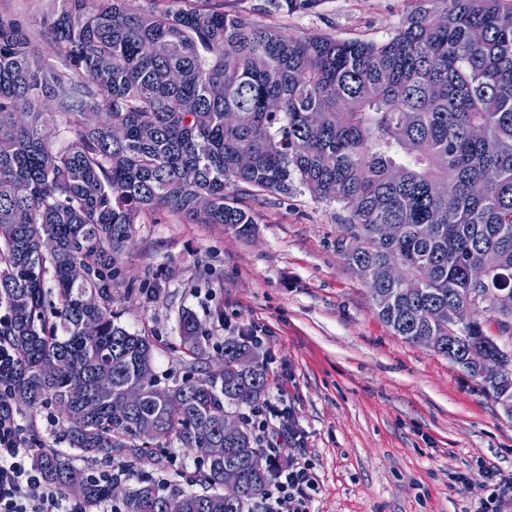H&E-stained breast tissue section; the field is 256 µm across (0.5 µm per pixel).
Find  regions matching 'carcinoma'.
<instances>
[{
  "instance_id": "1",
  "label": "carcinoma",
  "mask_w": 512,
  "mask_h": 512,
  "mask_svg": "<svg viewBox=\"0 0 512 512\" xmlns=\"http://www.w3.org/2000/svg\"><path fill=\"white\" fill-rule=\"evenodd\" d=\"M128 2L64 0L40 30L59 66L30 51L26 29L0 22V344L18 359L0 387L32 413L64 408L70 452L45 450L34 463L62 491L80 485L86 512L119 479L77 458L116 454L162 470L154 448L216 447L224 407L253 409L267 389L247 339L224 341L206 377L159 387L153 341L112 311L115 254L144 213L168 210L248 238L253 214L228 189L286 195L298 184L346 211L341 252L364 267L374 309L396 335L413 343L451 329L459 359L484 343L490 323L512 336V0H407L405 20L380 43L288 34L195 0L152 11ZM321 2L267 8L294 14ZM53 129L66 147L56 148ZM385 224L398 235L382 237ZM395 264L407 279H388ZM75 266L83 277H72ZM475 266L486 268V299L450 325ZM178 330L185 354L200 358L205 324L184 310ZM490 352L507 369L483 380L498 401L512 396V346ZM128 390L140 403L112 417V398ZM243 432L195 479L224 491L145 480L123 512H164L176 497L185 512H245L270 469ZM227 466L239 474L233 486Z\"/></svg>"
}]
</instances>
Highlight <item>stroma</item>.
Returning <instances> with one entry per match:
<instances>
[{
  "label": "stroma",
  "mask_w": 512,
  "mask_h": 512,
  "mask_svg": "<svg viewBox=\"0 0 512 512\" xmlns=\"http://www.w3.org/2000/svg\"><path fill=\"white\" fill-rule=\"evenodd\" d=\"M260 25L296 35L381 42L400 26L405 0H323L287 15L264 0H211ZM61 0H0V17L26 28L43 55L39 23ZM236 196L253 212V237L220 224L152 212L115 263L112 309L127 330L155 343L161 386L209 374L225 339L252 338L268 378L265 398L283 417L266 442L308 460L318 490L309 512H479L494 483L512 480V414L480 379L393 333L369 287L339 247L341 204L305 188ZM192 310L210 331L206 354L183 361L178 319ZM32 448L67 450L56 406L20 409ZM164 476L195 489V450H161Z\"/></svg>",
  "instance_id": "stroma-1"
}]
</instances>
